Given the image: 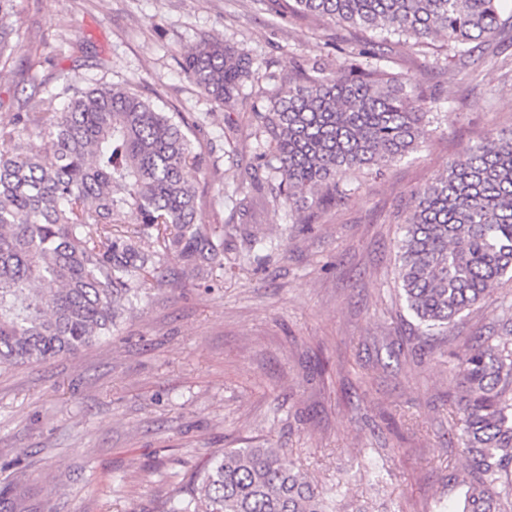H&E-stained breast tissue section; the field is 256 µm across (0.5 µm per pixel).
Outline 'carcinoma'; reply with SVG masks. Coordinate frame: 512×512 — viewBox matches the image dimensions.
<instances>
[{
	"mask_svg": "<svg viewBox=\"0 0 512 512\" xmlns=\"http://www.w3.org/2000/svg\"><path fill=\"white\" fill-rule=\"evenodd\" d=\"M0 0V67L17 53L41 63ZM356 32L439 41L464 62L506 33L502 0H291ZM377 43L356 39L336 61L301 65L281 80L271 108L254 112L262 151L234 193L248 199L280 178L278 200L300 214L315 192L340 202L348 176L382 174L430 136L434 100L372 63ZM203 93L226 105L255 70L249 55L205 39L181 62ZM21 110L0 124V366L76 355L112 335L148 281L173 257L182 273L224 268V225L196 224L204 160L185 133L200 122L158 111L129 88L66 86L68 102L31 82ZM34 135L52 140L32 154ZM401 227L398 278L407 310L431 346L465 310L512 280V128L488 134L414 192ZM154 238L145 251L143 238ZM479 336L457 359L458 445L454 512H512V322ZM347 482L322 488L273 446L226 448L205 462L167 512H337Z\"/></svg>",
	"mask_w": 512,
	"mask_h": 512,
	"instance_id": "carcinoma-1",
	"label": "carcinoma"
}]
</instances>
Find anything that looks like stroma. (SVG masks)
Listing matches in <instances>:
<instances>
[{
    "label": "stroma",
    "mask_w": 512,
    "mask_h": 512,
    "mask_svg": "<svg viewBox=\"0 0 512 512\" xmlns=\"http://www.w3.org/2000/svg\"><path fill=\"white\" fill-rule=\"evenodd\" d=\"M283 0H20L15 20L42 56L46 90L133 87L166 112L206 124L192 138L208 169L201 226L230 224L224 266L205 278L166 260L108 340L74 356L0 368V462L22 456L19 495L0 512H166L207 457L225 448L287 449L327 487L347 475L369 512H448L450 370L476 336H497L512 282L421 349L400 297L396 242L414 189L487 133L512 127V73L448 65L394 38L382 66L438 98L429 139L385 175L360 178L343 203L292 223L267 186L248 218L233 189L255 162L253 110L281 79L335 56L350 29L281 18ZM218 39L254 60V92L219 105L183 74L182 57ZM31 91L14 61L0 73V120ZM270 242L246 261L243 233Z\"/></svg>",
    "instance_id": "35a3bbf8"
}]
</instances>
